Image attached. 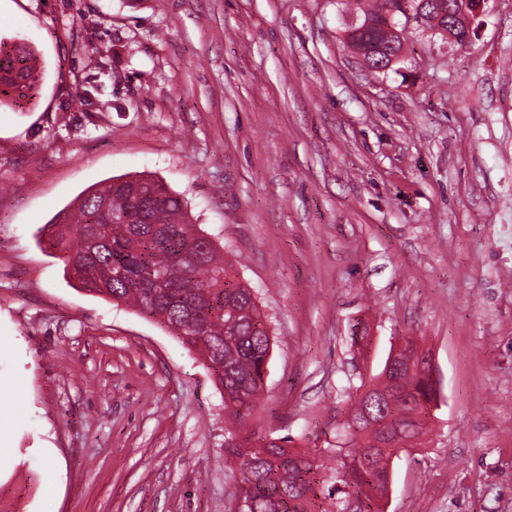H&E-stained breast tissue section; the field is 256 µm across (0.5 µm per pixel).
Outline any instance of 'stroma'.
<instances>
[{
	"label": "stroma",
	"mask_w": 512,
	"mask_h": 512,
	"mask_svg": "<svg viewBox=\"0 0 512 512\" xmlns=\"http://www.w3.org/2000/svg\"><path fill=\"white\" fill-rule=\"evenodd\" d=\"M356 19L353 0H0V37L41 66L0 106V512H232L201 356L82 290L39 234L132 175L185 200L267 320L246 432L325 446L350 381L414 336L438 406L381 512H512V0L465 50L411 26L381 75L342 46Z\"/></svg>",
	"instance_id": "obj_1"
}]
</instances>
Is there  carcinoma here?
Listing matches in <instances>:
<instances>
[{
	"label": "carcinoma",
	"mask_w": 512,
	"mask_h": 512,
	"mask_svg": "<svg viewBox=\"0 0 512 512\" xmlns=\"http://www.w3.org/2000/svg\"><path fill=\"white\" fill-rule=\"evenodd\" d=\"M420 0H368L343 48L362 57L374 73H387L388 56L399 64L404 8ZM427 27L463 47L470 42L464 0H427ZM31 49L0 52V85L30 89ZM82 289L124 302L168 328L182 345L217 369L225 416L237 425L224 433V453L236 466V499L251 512H345L357 498L366 512H379L389 483L393 448H379L384 433L409 432L427 439V405L437 401L435 379L418 367L419 345L405 337L399 366L370 380L358 377L344 413L385 398L359 432L347 428L337 442L305 452L291 438L265 440L242 434L262 398L270 358V335L251 289L232 278V264L188 221L181 198L153 178L120 177L90 188L73 210L45 225Z\"/></svg>",
	"instance_id": "carcinoma-1"
}]
</instances>
